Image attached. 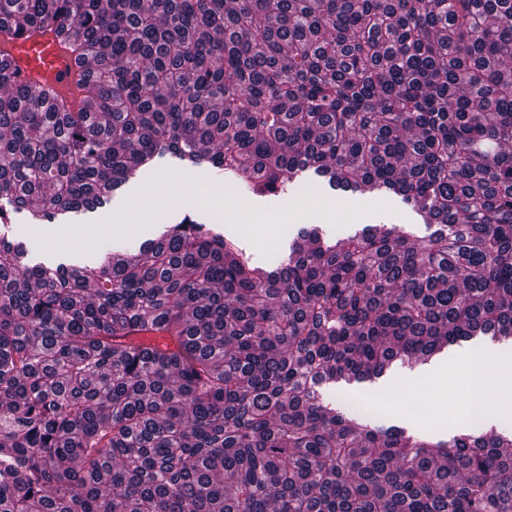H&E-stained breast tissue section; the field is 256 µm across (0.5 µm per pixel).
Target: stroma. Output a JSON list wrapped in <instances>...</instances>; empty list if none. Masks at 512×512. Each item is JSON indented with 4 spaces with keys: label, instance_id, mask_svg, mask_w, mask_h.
<instances>
[{
    "label": "stroma",
    "instance_id": "obj_1",
    "mask_svg": "<svg viewBox=\"0 0 512 512\" xmlns=\"http://www.w3.org/2000/svg\"><path fill=\"white\" fill-rule=\"evenodd\" d=\"M170 183L190 186L189 194L177 197L166 207L154 209L145 200L152 189ZM215 187L205 168L186 169L175 160L166 158L112 205L82 213L74 221L54 219L44 224H31L25 214L12 218L8 239L23 243L29 252L51 256H81L94 251L99 243L91 230L97 224L114 225L111 240L124 244L132 240L158 237L164 225L178 223L184 215L193 216L203 224L220 223L225 235L237 239L243 248L265 255L272 264H279L288 257L287 247L304 224H325L334 234L347 236L375 224L379 216L388 221L413 229L423 237L432 231L423 224L412 207L399 197L388 194H341L329 188L327 182L306 172L288 188L287 194L255 198L233 196L231 203L221 204L212 197ZM223 210V217H216V210ZM263 218L278 225L279 233L270 240L257 239L253 233L255 218ZM483 350L501 357H512V343L463 342L449 348L446 356L417 365L414 369L397 366L383 376L367 381H341L324 386L322 393L335 403L338 411L348 418L373 428L400 427L406 432L425 431L444 439L457 434L454 426L431 425L422 419L432 413V406H425L423 413H411L415 385L424 383L441 369L459 362L471 353Z\"/></svg>",
    "mask_w": 512,
    "mask_h": 512
}]
</instances>
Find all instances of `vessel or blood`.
Returning <instances> with one entry per match:
<instances>
[{
	"instance_id": "vessel-or-blood-1",
	"label": "vessel or blood",
	"mask_w": 512,
	"mask_h": 512,
	"mask_svg": "<svg viewBox=\"0 0 512 512\" xmlns=\"http://www.w3.org/2000/svg\"><path fill=\"white\" fill-rule=\"evenodd\" d=\"M0 51L13 59L17 81L39 84L51 92L53 102L71 110L83 107L81 69L54 28L2 39Z\"/></svg>"
}]
</instances>
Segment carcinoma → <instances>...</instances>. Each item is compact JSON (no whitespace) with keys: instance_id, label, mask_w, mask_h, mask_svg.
I'll return each instance as SVG.
<instances>
[{"instance_id":"cac0c4a2","label":"carcinoma","mask_w":512,"mask_h":512,"mask_svg":"<svg viewBox=\"0 0 512 512\" xmlns=\"http://www.w3.org/2000/svg\"><path fill=\"white\" fill-rule=\"evenodd\" d=\"M87 74L0 53V227L167 157L257 197L306 171L426 224L301 228L280 267L190 216L107 263L0 239V512H512V435L379 430L321 389L512 337V0H0ZM0 51L14 60L17 81L39 84L36 86L51 92L53 102L71 110L87 106L81 68L54 26L10 39L2 37Z\"/></svg>"}]
</instances>
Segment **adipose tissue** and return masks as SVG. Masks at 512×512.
<instances>
[{
  "label": "adipose tissue",
  "instance_id": "adipose-tissue-1",
  "mask_svg": "<svg viewBox=\"0 0 512 512\" xmlns=\"http://www.w3.org/2000/svg\"><path fill=\"white\" fill-rule=\"evenodd\" d=\"M512 378V359H490L488 354L482 353L467 363L461 370L451 369L429 381L427 397L434 404V410L428 420L440 423L448 419L465 420L470 414L469 407L459 404H449V393L486 392L493 389L496 384Z\"/></svg>",
  "mask_w": 512,
  "mask_h": 512
}]
</instances>
